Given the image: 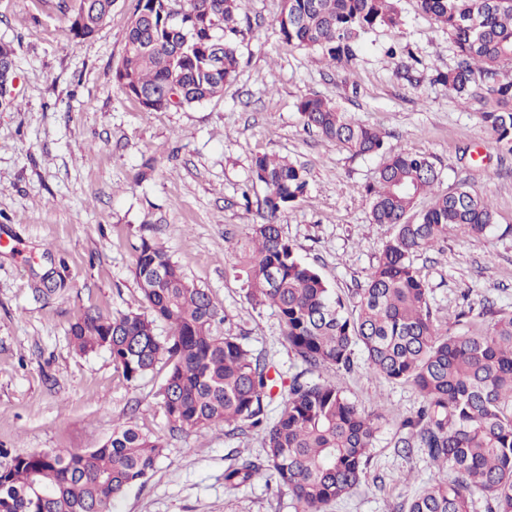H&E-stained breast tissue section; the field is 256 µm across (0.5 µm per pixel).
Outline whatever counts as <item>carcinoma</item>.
Here are the masks:
<instances>
[{"label":"carcinoma","instance_id":"cac0c4a2","mask_svg":"<svg viewBox=\"0 0 512 512\" xmlns=\"http://www.w3.org/2000/svg\"><path fill=\"white\" fill-rule=\"evenodd\" d=\"M113 0H56L70 17L73 44L102 28ZM397 0H282L276 17L288 45L321 52L349 66L362 37L401 24ZM456 48L455 61L434 81L469 98L488 94L480 113L497 148L512 154V0H417ZM236 0H137L125 49L113 79L145 112L183 109L224 95L240 66ZM304 126L347 151L375 156L367 185L371 222L388 225L377 265L357 289L355 313L320 274L303 264L283 236L281 215L308 189L303 165L285 157H255L253 181L266 188L262 222L235 250L243 291L254 305L274 308L294 355L313 373L349 370L353 347L369 369L392 383L413 385L424 405L402 423L404 448H424L454 479L425 485L406 512H470L483 494L488 512H512V314L480 335L440 333L429 288L415 257L454 227L481 239L496 224L491 204L461 185L420 199L440 181L424 154L385 149L387 133L356 119L317 94L296 104ZM135 277L145 311L84 312L69 326L71 348L109 352L126 381L135 383L165 360L161 407L171 432L199 433L212 424L260 432L266 456L224 471L237 487L262 470L291 494L295 512H325L365 474L377 416L357 408L331 382L293 378L276 419L264 415L276 378L266 357L224 332L225 315L213 295L189 281L155 237L142 234ZM166 336L158 334L160 325ZM164 451L161 440L121 423L102 445L65 454L26 452L0 468V512H114L132 486L144 482Z\"/></svg>","mask_w":512,"mask_h":512}]
</instances>
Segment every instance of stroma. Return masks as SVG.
Listing matches in <instances>:
<instances>
[{"label": "stroma", "mask_w": 512, "mask_h": 512, "mask_svg": "<svg viewBox=\"0 0 512 512\" xmlns=\"http://www.w3.org/2000/svg\"><path fill=\"white\" fill-rule=\"evenodd\" d=\"M136 4L114 0L110 22L74 49L55 0H0V42L14 49L15 76V103L0 108V450L90 448L122 422L161 436L165 449L117 512H294L291 495L267 474L224 483L239 458L264 457L258 432L219 423L200 434L170 433L159 396L165 362L127 382L107 351L70 348V322L88 310L144 309L134 247L141 225L153 224L188 279L221 304L225 330L282 374L265 405L274 419L304 367L276 313L247 301L230 255L261 220L265 189L252 180L253 158L275 154L305 166L308 192L282 215V234L346 304L392 234L369 217L365 187L377 158L306 130L298 100L315 93L337 102L387 132L388 148L431 156L440 190L462 184L492 204L497 223L486 238L452 229L415 259L443 332L487 329L489 303L512 312V155L493 144L482 103L433 83L455 51L417 0H399L401 26L365 35L348 67L284 43L275 23L281 0H237L236 81L223 98L155 112L142 111L113 81ZM394 43L407 55L388 57ZM148 161L152 176L137 180ZM456 313L460 321L451 322ZM353 360L351 371L325 367L313 378L378 415L379 431L364 479L327 512H400L415 489L451 473L422 449L396 448L403 420L422 404L419 392L373 374L362 347Z\"/></svg>", "instance_id": "1"}]
</instances>
